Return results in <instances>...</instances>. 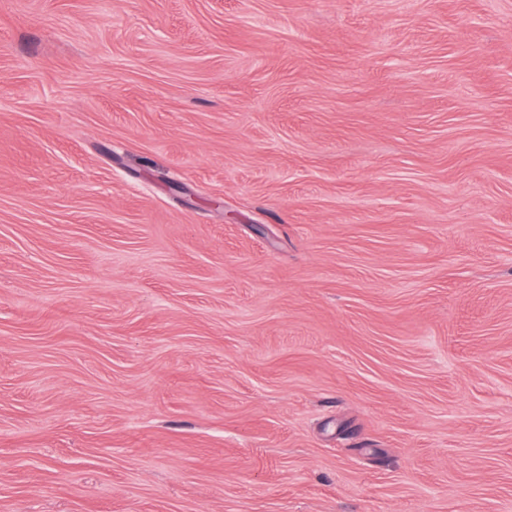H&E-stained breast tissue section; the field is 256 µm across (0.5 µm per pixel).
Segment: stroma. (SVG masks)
<instances>
[{"label": "stroma", "instance_id": "35a3bbf8", "mask_svg": "<svg viewBox=\"0 0 512 512\" xmlns=\"http://www.w3.org/2000/svg\"><path fill=\"white\" fill-rule=\"evenodd\" d=\"M0 512H512V0H0Z\"/></svg>", "mask_w": 512, "mask_h": 512}]
</instances>
